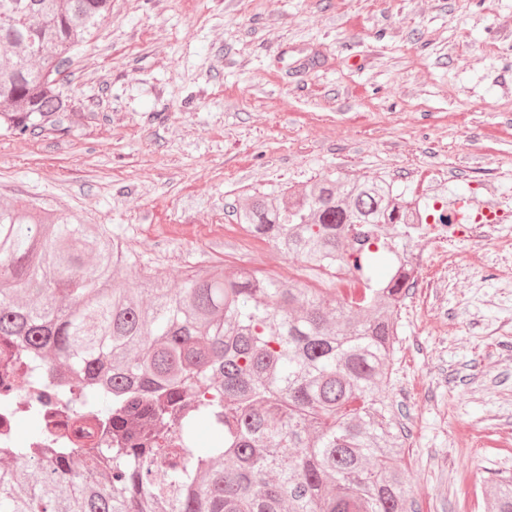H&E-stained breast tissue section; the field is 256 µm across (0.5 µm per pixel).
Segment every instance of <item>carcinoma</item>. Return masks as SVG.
Masks as SVG:
<instances>
[{
	"label": "carcinoma",
	"mask_w": 512,
	"mask_h": 512,
	"mask_svg": "<svg viewBox=\"0 0 512 512\" xmlns=\"http://www.w3.org/2000/svg\"><path fill=\"white\" fill-rule=\"evenodd\" d=\"M111 11L0 0V128L74 111L64 66ZM419 210L437 214L385 179L323 178L235 211L284 255L365 281L353 303L243 265L127 288L140 257L105 225L1 204L0 342L16 356L0 415L33 434L0 447V512H417L384 387ZM52 413L78 428L46 426ZM486 502L512 512V474Z\"/></svg>",
	"instance_id": "carcinoma-1"
}]
</instances>
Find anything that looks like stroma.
Here are the masks:
<instances>
[{
    "label": "stroma",
    "mask_w": 512,
    "mask_h": 512,
    "mask_svg": "<svg viewBox=\"0 0 512 512\" xmlns=\"http://www.w3.org/2000/svg\"><path fill=\"white\" fill-rule=\"evenodd\" d=\"M52 129L0 130V201L104 224L177 287L221 264L316 288L250 239V196L323 177L507 213L424 249L386 391L418 512H484L512 471V0H112Z\"/></svg>",
    "instance_id": "1"
}]
</instances>
